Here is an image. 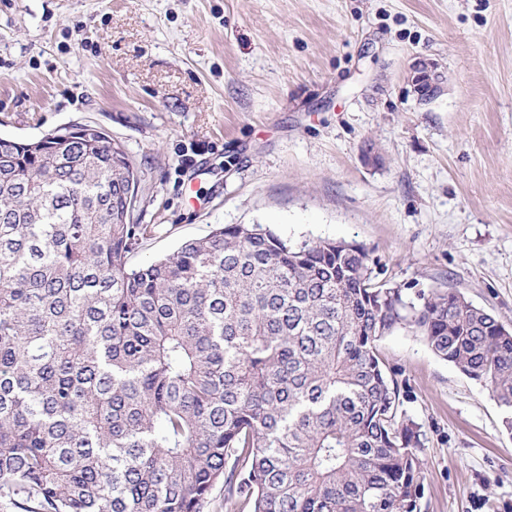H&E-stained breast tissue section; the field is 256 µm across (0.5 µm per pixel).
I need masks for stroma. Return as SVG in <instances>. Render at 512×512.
Returning <instances> with one entry per match:
<instances>
[{
    "label": "stroma",
    "mask_w": 512,
    "mask_h": 512,
    "mask_svg": "<svg viewBox=\"0 0 512 512\" xmlns=\"http://www.w3.org/2000/svg\"><path fill=\"white\" fill-rule=\"evenodd\" d=\"M420 57L446 78L426 105ZM88 121L156 227L130 265L257 224L359 243L377 281L512 327V0H0V136ZM377 350L421 428V512H512L494 398L412 330ZM438 64L426 58L416 59L409 68L408 82L419 104H427L444 90V76Z\"/></svg>",
    "instance_id": "1"
}]
</instances>
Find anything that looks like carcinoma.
<instances>
[{"mask_svg": "<svg viewBox=\"0 0 512 512\" xmlns=\"http://www.w3.org/2000/svg\"><path fill=\"white\" fill-rule=\"evenodd\" d=\"M137 169L103 127L0 136V496L38 512H420L399 328L483 383L512 432V330L411 298L367 250L228 224L132 267Z\"/></svg>", "mask_w": 512, "mask_h": 512, "instance_id": "cac0c4a2", "label": "carcinoma"}]
</instances>
